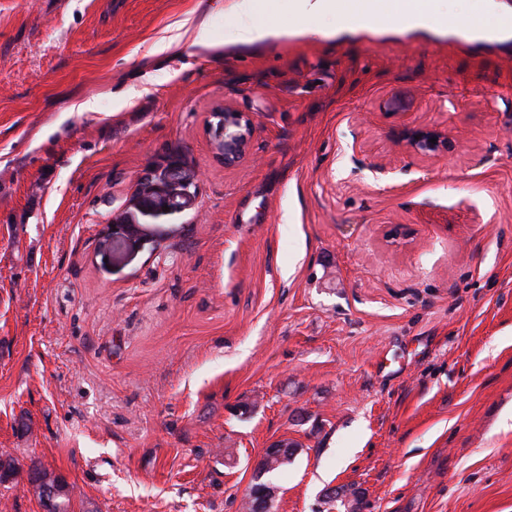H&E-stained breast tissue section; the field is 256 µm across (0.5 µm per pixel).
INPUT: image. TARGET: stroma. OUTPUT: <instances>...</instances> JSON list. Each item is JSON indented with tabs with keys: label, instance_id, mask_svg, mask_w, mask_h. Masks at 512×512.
Here are the masks:
<instances>
[{
	"label": "stroma",
	"instance_id": "1",
	"mask_svg": "<svg viewBox=\"0 0 512 512\" xmlns=\"http://www.w3.org/2000/svg\"><path fill=\"white\" fill-rule=\"evenodd\" d=\"M227 2L0 0V507L45 512L43 466L74 512H243L285 440L278 512L342 484L365 512H512V38L390 16L150 56L193 12L223 40ZM223 103L255 124L231 168ZM171 157L191 206L112 228ZM400 142L412 151L423 156L447 154L452 148V139L448 132L428 125L401 124L394 132ZM436 138V143L430 139Z\"/></svg>",
	"mask_w": 512,
	"mask_h": 512
}]
</instances>
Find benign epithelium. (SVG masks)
<instances>
[{"label": "benign epithelium", "instance_id": "benign-epithelium-1", "mask_svg": "<svg viewBox=\"0 0 512 512\" xmlns=\"http://www.w3.org/2000/svg\"><path fill=\"white\" fill-rule=\"evenodd\" d=\"M216 119L214 137L216 156L224 165L233 166L245 154L252 133V120L248 114L229 105L212 113ZM397 140L405 143L412 151L423 156H439L452 148L448 132L428 125L401 124L394 132ZM436 142H430V139ZM193 176L178 159L168 160L164 173L154 178L149 172L139 177L124 205L113 211L110 224L118 225L129 236H144L146 229L137 219L161 214L167 210L176 212L186 207L194 197L190 191ZM298 449L290 448L277 441L266 448L254 466L253 482L245 493V500L252 512H275L279 487L263 476L272 473L279 461L288 455H296ZM323 503L331 506L338 501L344 503L348 512H364L363 493L352 485L334 486L326 490Z\"/></svg>", "mask_w": 512, "mask_h": 512}]
</instances>
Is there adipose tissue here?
<instances>
[{"label":"adipose tissue","instance_id":"1","mask_svg":"<svg viewBox=\"0 0 512 512\" xmlns=\"http://www.w3.org/2000/svg\"><path fill=\"white\" fill-rule=\"evenodd\" d=\"M462 0H415L406 6L404 0H291L293 24L261 17L263 0H229L226 10L234 20V31L224 40L225 48L267 44L286 38L333 39L341 34L381 32L385 13L400 16L401 30L431 31L448 34V15L460 8ZM334 16L335 25L323 26L327 16ZM209 17L198 13L169 26L166 35L150 48L155 56L169 54L183 45L211 46Z\"/></svg>","mask_w":512,"mask_h":512}]
</instances>
